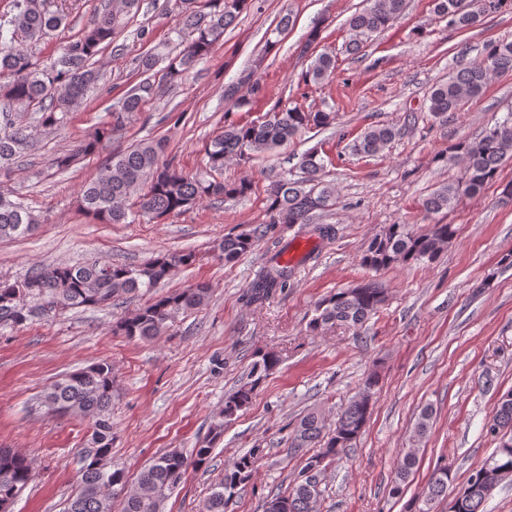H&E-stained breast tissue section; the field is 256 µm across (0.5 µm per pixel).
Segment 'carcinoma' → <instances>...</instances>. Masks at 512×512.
<instances>
[{
    "mask_svg": "<svg viewBox=\"0 0 512 512\" xmlns=\"http://www.w3.org/2000/svg\"><path fill=\"white\" fill-rule=\"evenodd\" d=\"M512 0H479L470 9L468 0H433L434 13L454 26L467 27L480 15L498 12ZM195 0H179L176 34L185 47L156 75L159 57L143 56L139 62L143 79L112 111V124L80 140L59 154L54 165L70 168L76 161L94 154L101 140L111 138L131 122L134 114L165 89L182 84L186 75L207 59L224 37L249 0H206L209 11L193 7ZM406 0H372V5L353 14L347 21V52L360 51L372 34L392 26L401 16ZM139 9V0H112L65 48L56 64L41 68L33 60L27 44L36 43L68 19L64 11L50 12L45 0H13L9 16L0 18V170L10 165L26 146L27 126L23 114L39 106L38 122L44 129L61 125L68 115L80 108L90 89L99 81L93 58L112 46L117 34L127 26L131 14ZM336 68L334 56L318 55L310 64L306 78L316 84L330 79ZM512 72V41L492 43L486 55L457 70L432 87L429 111L435 116L458 112L469 100L484 93L489 81ZM335 120L332 112L303 110L297 106L274 107L263 118L244 124H229L206 148V172L190 174L173 163L160 162L165 144L162 140L140 141L106 161L97 175L80 189L81 210L102 224H124L129 205L143 216L162 219L189 210L209 199L222 202L248 195L251 183L225 181L224 163L232 158L249 159L286 144L305 129L326 128ZM396 128L376 125L368 128L352 143L356 155L371 156L382 152L396 137ZM463 162L460 179L433 191L422 201L425 213L438 214L454 207L465 196L481 194L498 177L502 165L512 160V115L486 128L471 142L453 148ZM295 178L280 177L268 189L271 224H299L308 229L317 246L336 237L332 224L320 222L335 198V188L324 179L325 160L321 151L302 154L296 163ZM38 219L19 201L0 193V239L24 237L31 233ZM457 234L452 224L435 223L421 234L405 224H388L368 242L361 265L378 271L409 261H432ZM256 231L244 230L224 237L220 256L230 263L251 251ZM196 262L192 252H171L137 266L88 262L84 265L46 266L13 282L0 280V326L21 328L35 317L57 311L106 307L121 295L150 291L171 278L181 268ZM294 267L285 266L279 256L270 258L250 285L249 301L262 305L278 290L287 287ZM212 295L206 282L161 296L140 308L133 316L116 323L115 330L130 337L151 339L170 328L177 318L205 306ZM386 300L385 288L371 278L353 288L340 289L324 298L309 322L313 332L328 324L361 326L375 315ZM280 364L274 352H258L256 360L236 388L224 395L220 418L211 425V439L194 448L187 456L179 449L156 456L129 483L120 468L111 465L112 362L101 360L68 374L53 383L40 399L41 406L64 415L79 414L92 421L90 446L81 459L80 480L75 493L66 502L64 512H163V504L184 481L190 463L201 465L211 455L214 440L224 433V425L250 407L256 390ZM379 373L372 370L363 389L343 410L334 428L326 429L323 415L312 409L298 421L290 447L312 449L298 474L290 479L288 490L267 499L266 504H282V512H321L323 490L329 468L353 447L371 415L374 389ZM433 412L424 407L415 427V441L426 437ZM487 433L499 438V445L483 462L472 469L464 483L453 486L454 466L446 462L434 469L422 496L407 502L404 512H434L448 502V512H483L486 501L505 480L512 479V390L498 398ZM263 449L256 447L237 457L224 468V479L202 503L199 512H228L239 488L256 469ZM417 449L411 448L397 459L396 479L390 488L393 496L402 494V484L417 463ZM34 478L33 461L13 448L0 446V512H9Z\"/></svg>",
    "mask_w": 512,
    "mask_h": 512,
    "instance_id": "carcinoma-1",
    "label": "carcinoma"
}]
</instances>
